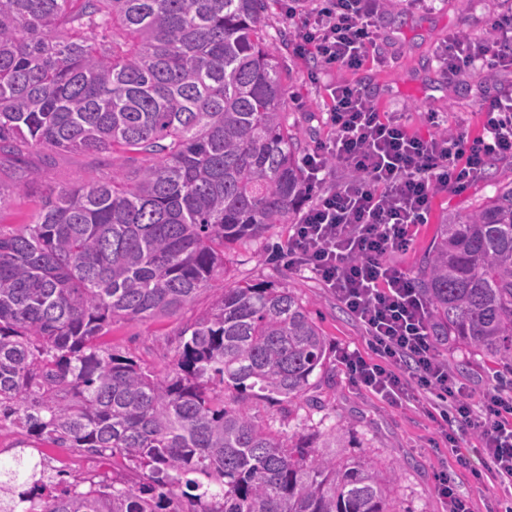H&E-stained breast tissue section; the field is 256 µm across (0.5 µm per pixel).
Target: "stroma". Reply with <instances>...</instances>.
I'll return each instance as SVG.
<instances>
[{"mask_svg":"<svg viewBox=\"0 0 512 512\" xmlns=\"http://www.w3.org/2000/svg\"><path fill=\"white\" fill-rule=\"evenodd\" d=\"M511 9L512 0H435L428 7H409L402 2L395 13L380 18L382 62H369L357 70H334L316 83L308 78L314 60L297 58L292 49H285L282 64L288 84L289 122L304 131L308 145L328 141L333 129L327 119V88L350 83L360 86L379 111L403 113L408 128L420 135L432 132L429 115L434 112L448 125L479 136L483 128L479 103L485 96L512 95V69L498 72L489 83L473 70L449 79L438 67L436 50L456 31L478 40L490 38L493 19ZM26 162L40 170L41 180L32 187L9 191L6 205L0 209V231L5 233L21 229L39 211L47 187L76 186L89 176L112 172V158L105 153L44 148L29 152ZM509 183L512 158L498 159L463 192L436 195L427 223L419 226L410 249L393 256V263L416 272L443 215L474 209L493 196L498 186ZM292 232V225L281 224L264 239L237 244L225 258L227 276L233 282H268L299 297L327 339L325 368L323 374L311 377L306 399L291 418H283L275 403L262 399L252 401V413L284 432L302 430L311 419L347 425L356 439L357 455L371 458L388 477L398 512H448L437 493L445 473L452 476L456 493L469 500L473 512H512V492L483 478L474 438L464 437L461 454L467 456L468 464L459 466L427 405L410 402L393 407L351 382L341 353L349 348L368 354L363 331L320 281L289 269L285 260L273 259L275 249L285 245ZM213 296V290L201 292L172 317L118 322L102 344L146 370L167 373L174 366L180 328L207 308ZM443 357L449 369L469 383L476 403L512 375L500 367L474 362L461 350L444 351Z\"/></svg>","mask_w":512,"mask_h":512,"instance_id":"35a3bbf8","label":"stroma"}]
</instances>
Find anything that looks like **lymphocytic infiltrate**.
Returning a JSON list of instances; mask_svg holds the SVG:
<instances>
[{"label":"lymphocytic infiltrate","instance_id":"lymphocytic-infiltrate-1","mask_svg":"<svg viewBox=\"0 0 512 512\" xmlns=\"http://www.w3.org/2000/svg\"><path fill=\"white\" fill-rule=\"evenodd\" d=\"M382 10V0H319L313 6L286 0L287 17L301 20L295 55L319 64L311 79L363 67L377 46ZM436 61L449 77L511 68L512 10L494 21L488 41L450 36ZM481 109L477 137L458 127L423 137L411 133L402 116L377 111L361 87L331 86L333 136L303 165L313 188L332 163L354 177L303 212L283 254L289 268L310 272L330 288L363 328L372 357L356 351L341 356L352 382L394 406L422 397L448 403L461 430L477 439L489 477L512 487V391L487 392L481 408H473L468 383L450 372L433 342L412 277L388 260L410 248L437 193L461 192L489 161L512 158V96L483 100Z\"/></svg>","mask_w":512,"mask_h":512}]
</instances>
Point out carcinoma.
Masks as SVG:
<instances>
[{"mask_svg": "<svg viewBox=\"0 0 512 512\" xmlns=\"http://www.w3.org/2000/svg\"><path fill=\"white\" fill-rule=\"evenodd\" d=\"M268 0H0V155L112 152V179L51 187L0 232V459L34 512H396L386 478L349 455L350 429L273 430L326 338L286 288L227 282V250L291 222L310 194L308 146L288 123ZM18 166L15 188L39 180ZM222 281L158 376L100 339L174 315ZM436 346L512 366V183L443 217L414 277ZM112 457L142 478L34 479L43 443Z\"/></svg>", "mask_w": 512, "mask_h": 512, "instance_id": "cac0c4a2", "label": "carcinoma"}]
</instances>
